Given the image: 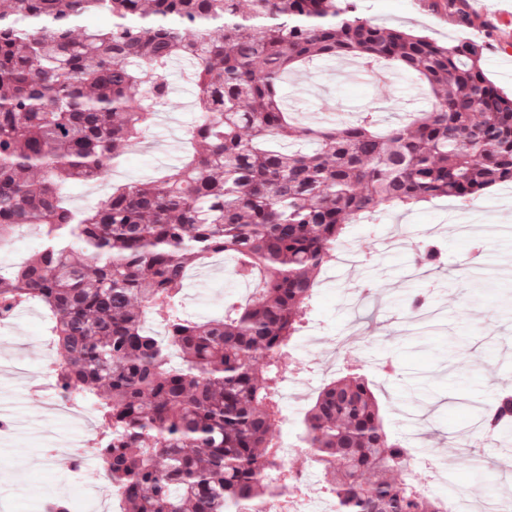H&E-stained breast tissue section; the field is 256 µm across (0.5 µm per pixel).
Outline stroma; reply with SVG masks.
<instances>
[{"label": "stroma", "instance_id": "stroma-1", "mask_svg": "<svg viewBox=\"0 0 512 512\" xmlns=\"http://www.w3.org/2000/svg\"><path fill=\"white\" fill-rule=\"evenodd\" d=\"M431 0H358L374 24L426 35L438 42L468 39L480 44L485 73L512 91V19L498 17L499 0H484V12L462 30L432 10ZM351 61L336 58L289 74L282 94L290 111L314 122L353 119L376 107L383 127L425 106L421 87L392 73L355 80ZM170 103L141 144L129 148L106 181L67 187L72 207L96 206L110 182L138 181L177 167L187 149L184 132L198 114L194 87L179 66L169 71ZM512 184L486 190L467 208L440 199L410 212H386L375 223L352 225L339 245V260L321 276L309 324L294 341L292 370L282 386L284 443L300 441L310 401L338 372L367 375L374 383L387 430L423 459L421 488L432 497H457L462 512H481L487 502L512 497V471L495 476L473 466L459 441L471 440L477 406L490 405L502 383L512 382ZM431 237L443 264L413 277L412 241ZM212 277L187 279L184 305L200 322L222 311L226 293L241 290L230 263ZM428 290L431 316L413 317L407 307L416 291ZM44 309L27 305L21 316L0 323V410L12 424L0 437V512H39L64 501L70 512H100L96 484L75 472L78 462L96 467L88 443L96 420L50 410V392L38 384L57 362Z\"/></svg>", "mask_w": 512, "mask_h": 512}]
</instances>
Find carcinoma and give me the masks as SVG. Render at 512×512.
Returning <instances> with one entry per match:
<instances>
[{"instance_id": "1", "label": "carcinoma", "mask_w": 512, "mask_h": 512, "mask_svg": "<svg viewBox=\"0 0 512 512\" xmlns=\"http://www.w3.org/2000/svg\"><path fill=\"white\" fill-rule=\"evenodd\" d=\"M469 27L465 0H434ZM112 25L87 29L84 15ZM482 48L364 18L355 0H0V243L41 229L35 256L0 272V317L47 312L61 389L94 406L100 471L117 512H258L280 488L279 387L322 270L349 226L437 199L472 203L512 183V94ZM352 59L424 86L428 106L378 131L364 108L303 124L280 88L296 67ZM187 63L199 120L183 165L112 184L97 206L62 196L96 180L169 103ZM220 255L248 283L206 323L183 309L189 265ZM440 245L419 250L424 265ZM478 415L512 425V393ZM304 444L336 512H448L408 479L367 378L317 393Z\"/></svg>"}]
</instances>
